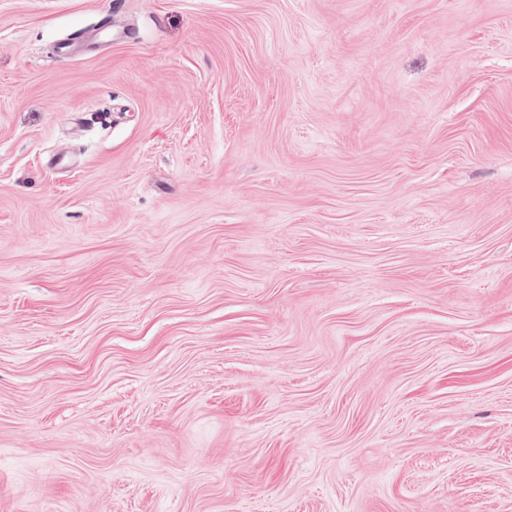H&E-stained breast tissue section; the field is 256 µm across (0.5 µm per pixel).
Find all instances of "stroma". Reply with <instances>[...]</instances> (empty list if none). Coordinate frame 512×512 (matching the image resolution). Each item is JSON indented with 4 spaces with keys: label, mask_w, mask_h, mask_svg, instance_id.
Returning <instances> with one entry per match:
<instances>
[{
    "label": "stroma",
    "mask_w": 512,
    "mask_h": 512,
    "mask_svg": "<svg viewBox=\"0 0 512 512\" xmlns=\"http://www.w3.org/2000/svg\"><path fill=\"white\" fill-rule=\"evenodd\" d=\"M0 512H512V0H0Z\"/></svg>",
    "instance_id": "obj_1"
}]
</instances>
